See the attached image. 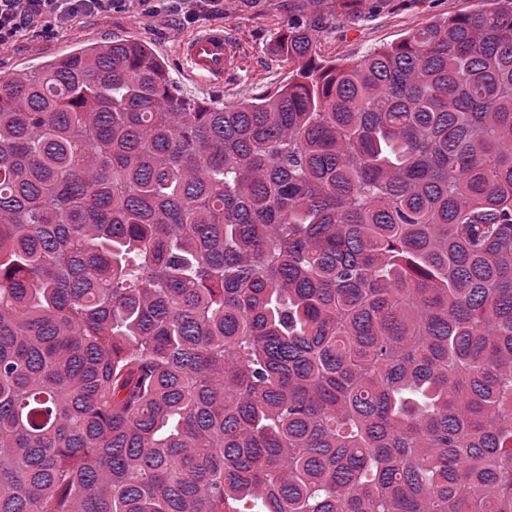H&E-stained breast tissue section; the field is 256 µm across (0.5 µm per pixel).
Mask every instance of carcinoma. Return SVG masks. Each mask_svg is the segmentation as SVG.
I'll return each instance as SVG.
<instances>
[{
  "instance_id": "cac0c4a2",
  "label": "carcinoma",
  "mask_w": 512,
  "mask_h": 512,
  "mask_svg": "<svg viewBox=\"0 0 512 512\" xmlns=\"http://www.w3.org/2000/svg\"><path fill=\"white\" fill-rule=\"evenodd\" d=\"M273 50L0 80V512H512V0Z\"/></svg>"
}]
</instances>
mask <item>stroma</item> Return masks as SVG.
Wrapping results in <instances>:
<instances>
[{
  "instance_id": "35a3bbf8",
  "label": "stroma",
  "mask_w": 512,
  "mask_h": 512,
  "mask_svg": "<svg viewBox=\"0 0 512 512\" xmlns=\"http://www.w3.org/2000/svg\"><path fill=\"white\" fill-rule=\"evenodd\" d=\"M299 2L224 0L221 7L199 9L190 21L184 20L178 0H166L161 10L150 16L126 8L106 19L79 20L50 39L33 34L20 38L12 47L0 50V76L22 68H39L48 56L71 43L135 37L164 58L185 95L204 101L218 97L231 104L244 102L287 80L290 69L272 53L271 46L283 33L293 5ZM482 6V0H361L350 13L340 14L334 0H324L319 13H306L305 18L313 27L316 58L342 64L398 42L409 29ZM208 27L223 28L239 48V62L220 86L189 78L175 54L180 42Z\"/></svg>"
}]
</instances>
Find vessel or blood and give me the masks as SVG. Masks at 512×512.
I'll return each mask as SVG.
<instances>
[{"label": "vessel or blood", "mask_w": 512, "mask_h": 512, "mask_svg": "<svg viewBox=\"0 0 512 512\" xmlns=\"http://www.w3.org/2000/svg\"><path fill=\"white\" fill-rule=\"evenodd\" d=\"M185 71L206 83L223 82L237 62L236 52L223 29L210 28L193 34L179 46Z\"/></svg>", "instance_id": "1"}]
</instances>
